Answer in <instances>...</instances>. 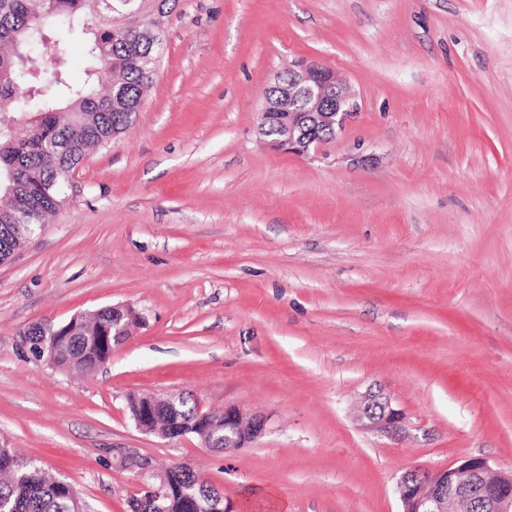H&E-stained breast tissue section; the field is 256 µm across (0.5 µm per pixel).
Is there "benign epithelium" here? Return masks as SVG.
I'll use <instances>...</instances> for the list:
<instances>
[{
  "instance_id": "benign-epithelium-1",
  "label": "benign epithelium",
  "mask_w": 512,
  "mask_h": 512,
  "mask_svg": "<svg viewBox=\"0 0 512 512\" xmlns=\"http://www.w3.org/2000/svg\"><path fill=\"white\" fill-rule=\"evenodd\" d=\"M282 103L269 100L261 110L258 132L269 137L271 127L279 129V137L270 140L277 148L297 154H306L316 141L303 137L302 129L308 123L340 131L354 111V103L342 83L328 69L310 61L288 70V86L282 88ZM39 212L22 211L10 225L19 250L41 230ZM112 336H98L96 340L111 349L123 343L138 317L133 310L112 305ZM68 336H58L50 342L47 356L41 361L49 368L58 369L57 360L66 356ZM135 427L146 434L159 433L165 438L194 435L204 448H243L263 434L266 422L261 417L249 416L236 407L224 409L222 414H209L195 407L194 417L183 418L180 395L158 397L141 394L129 401ZM404 415L382 392L370 393L359 410L358 421L366 430L395 433L401 429ZM121 464L135 466L143 476L155 478V483L144 488L154 492V499L171 496L166 473H157L148 459L134 455L121 458ZM397 493L403 512H457L461 504L470 512H512V473L493 472L487 461L472 457L460 461L431 476L409 473L401 477Z\"/></svg>"
}]
</instances>
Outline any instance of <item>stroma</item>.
Masks as SVG:
<instances>
[{"mask_svg":"<svg viewBox=\"0 0 512 512\" xmlns=\"http://www.w3.org/2000/svg\"><path fill=\"white\" fill-rule=\"evenodd\" d=\"M131 127L0 263V445L128 512L138 470L185 465L236 512H403L409 471L512 472V0H170ZM302 59L355 104L307 155L257 131ZM130 305L89 376L23 332ZM382 391L399 432L362 429ZM267 419L243 448L140 432L133 394Z\"/></svg>","mask_w":512,"mask_h":512,"instance_id":"35a3bbf8","label":"stroma"}]
</instances>
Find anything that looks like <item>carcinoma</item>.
Here are the masks:
<instances>
[{
    "mask_svg": "<svg viewBox=\"0 0 512 512\" xmlns=\"http://www.w3.org/2000/svg\"><path fill=\"white\" fill-rule=\"evenodd\" d=\"M143 0H0V258L8 256L4 227L24 207L47 217L72 198L73 172L89 150L123 133L153 83L161 37L141 35L150 14ZM91 36L90 52L97 62L96 81L74 84L65 78L67 35ZM52 185L50 192L45 186ZM60 329L43 322L23 338L35 359ZM112 329V311L81 319L70 328L77 354L58 361L66 370L91 374L101 350L82 351L80 342ZM12 455H0V504L7 512H77L68 489L49 481L37 466L12 469ZM175 484L202 495L212 484L193 469H169Z\"/></svg>",
    "mask_w": 512,
    "mask_h": 512,
    "instance_id": "obj_1",
    "label": "carcinoma"
}]
</instances>
